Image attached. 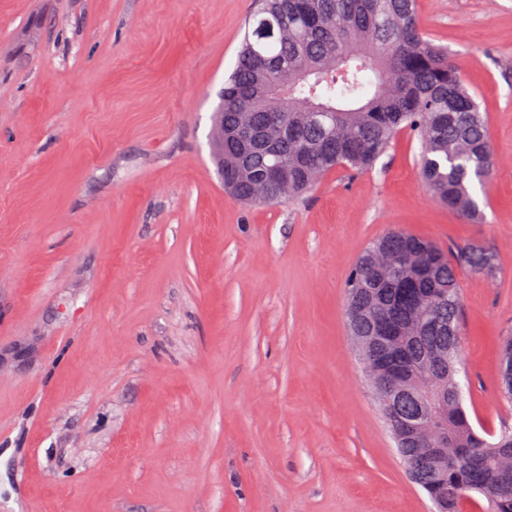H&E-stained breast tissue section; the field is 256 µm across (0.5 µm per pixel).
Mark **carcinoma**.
Returning a JSON list of instances; mask_svg holds the SVG:
<instances>
[{"label":"carcinoma","instance_id":"carcinoma-1","mask_svg":"<svg viewBox=\"0 0 512 512\" xmlns=\"http://www.w3.org/2000/svg\"><path fill=\"white\" fill-rule=\"evenodd\" d=\"M403 132L420 141L422 177L437 201L479 216L471 188L490 171L486 114L448 48L420 27L417 0H256L214 119L211 155L224 164L225 189L248 203L294 199L331 171L372 169ZM278 164L287 183L256 193ZM462 268L492 278L495 254L473 244L448 255L411 233L386 232L347 279L349 331L368 336L373 320L390 322L416 365L412 380L441 402L437 427L413 451L436 448L448 467L418 485L448 500L447 512H465L477 495L492 512H512V496L493 488V474L512 469L501 456L512 427L488 440L454 393Z\"/></svg>","mask_w":512,"mask_h":512}]
</instances>
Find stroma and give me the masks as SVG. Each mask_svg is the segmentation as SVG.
Returning a JSON list of instances; mask_svg holds the SVG:
<instances>
[{
    "mask_svg": "<svg viewBox=\"0 0 512 512\" xmlns=\"http://www.w3.org/2000/svg\"><path fill=\"white\" fill-rule=\"evenodd\" d=\"M253 0H0V512H433L347 330L390 229L461 271L465 406L499 431L512 336V0H418L477 93L482 219L401 133L375 167L239 203L210 160Z\"/></svg>",
    "mask_w": 512,
    "mask_h": 512,
    "instance_id": "35a3bbf8",
    "label": "stroma"
}]
</instances>
